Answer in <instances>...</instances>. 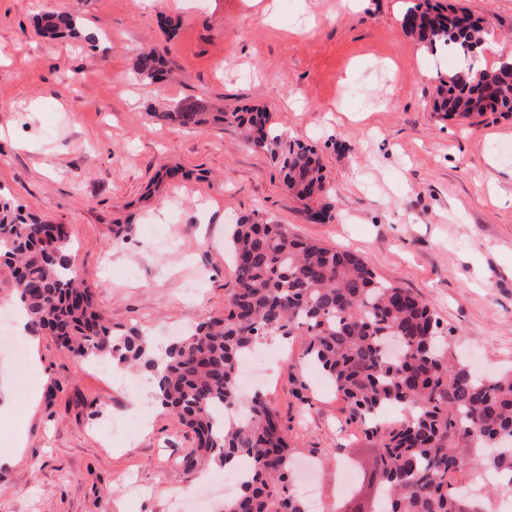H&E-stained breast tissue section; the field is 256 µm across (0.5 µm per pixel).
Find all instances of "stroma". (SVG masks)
Here are the masks:
<instances>
[{"label":"stroma","mask_w":512,"mask_h":512,"mask_svg":"<svg viewBox=\"0 0 512 512\" xmlns=\"http://www.w3.org/2000/svg\"><path fill=\"white\" fill-rule=\"evenodd\" d=\"M489 27L470 56L512 58V0H440ZM403 0H0V188L25 212L66 225L77 273L113 331L172 338L223 313L235 286L225 241L255 216L364 257L382 280L419 295L454 348L489 374L512 365V113L470 120L433 111L461 64L402 29ZM66 11L98 40L48 41L36 16ZM143 52L169 81L132 74ZM212 104L266 108L291 142L314 146L335 218L310 220L269 155L233 127L186 130L166 112ZM201 281L195 295L185 286ZM0 395V512H175L203 479L182 459L190 433L159 406L139 424L143 374H108L27 336ZM264 395L314 461L325 508L368 463L365 426L306 357L302 339L260 348Z\"/></svg>","instance_id":"stroma-1"}]
</instances>
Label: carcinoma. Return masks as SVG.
Returning a JSON list of instances; mask_svg holds the SVG:
<instances>
[{
    "instance_id": "carcinoma-1",
    "label": "carcinoma",
    "mask_w": 512,
    "mask_h": 512,
    "mask_svg": "<svg viewBox=\"0 0 512 512\" xmlns=\"http://www.w3.org/2000/svg\"><path fill=\"white\" fill-rule=\"evenodd\" d=\"M454 7L411 0L402 26L430 52L468 55L485 33L484 20ZM78 34L76 19L47 17L48 39ZM164 61L138 56L142 79L164 75ZM501 62L477 73L460 68L437 88L432 110L472 119L512 113V76ZM187 129L230 124L250 146L279 166L286 189L308 202L307 213L326 222L333 206L320 158L311 147L286 141L268 126L266 110L172 112ZM236 286L224 314L172 342L159 359L149 338L135 330L115 334L103 325L95 291L73 269L70 235L23 213L0 193V270L9 273L28 332L48 331L79 360H100L153 373L156 398L194 436L184 456L189 473L210 464L225 468L248 461L236 497L221 512H307L291 489L293 448L278 414L260 394L241 396L240 360L269 336H302L306 355L326 372L353 414L367 425L370 467L361 468L354 500L368 489L370 512H489L487 504L512 493V368L487 376L454 358L440 321L419 297L376 278L363 258L302 239L286 224L249 219L232 233ZM397 407L404 419L380 421ZM485 493L463 492L459 475Z\"/></svg>"
}]
</instances>
